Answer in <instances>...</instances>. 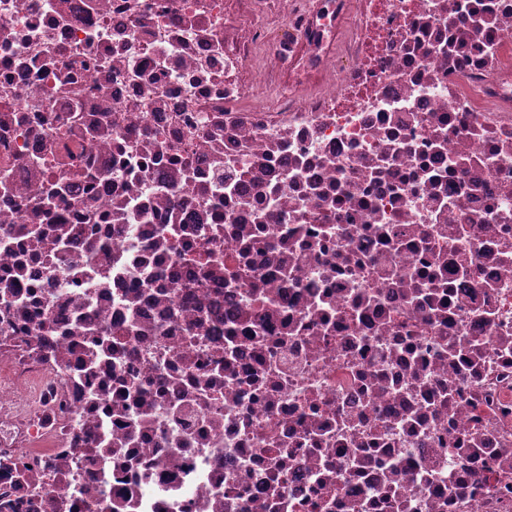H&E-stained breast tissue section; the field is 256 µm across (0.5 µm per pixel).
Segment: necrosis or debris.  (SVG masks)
<instances>
[{
    "instance_id": "obj_1",
    "label": "necrosis or debris",
    "mask_w": 512,
    "mask_h": 512,
    "mask_svg": "<svg viewBox=\"0 0 512 512\" xmlns=\"http://www.w3.org/2000/svg\"><path fill=\"white\" fill-rule=\"evenodd\" d=\"M512 512V0H0V512Z\"/></svg>"
}]
</instances>
